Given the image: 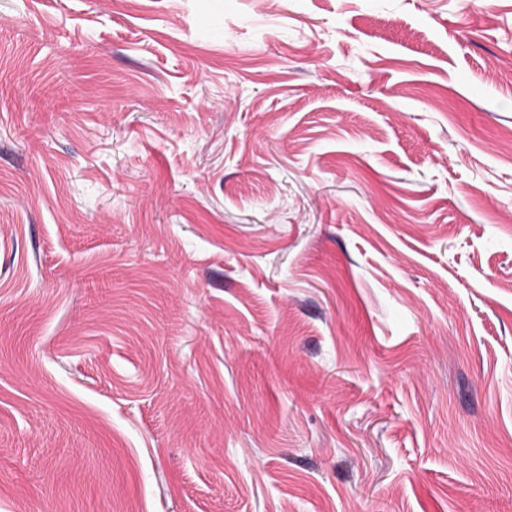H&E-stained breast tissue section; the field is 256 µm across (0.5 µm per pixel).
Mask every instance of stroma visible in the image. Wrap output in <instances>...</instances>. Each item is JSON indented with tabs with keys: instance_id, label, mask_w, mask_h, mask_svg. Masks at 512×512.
I'll return each instance as SVG.
<instances>
[{
	"instance_id": "stroma-1",
	"label": "stroma",
	"mask_w": 512,
	"mask_h": 512,
	"mask_svg": "<svg viewBox=\"0 0 512 512\" xmlns=\"http://www.w3.org/2000/svg\"><path fill=\"white\" fill-rule=\"evenodd\" d=\"M0 512H512V0H0Z\"/></svg>"
}]
</instances>
